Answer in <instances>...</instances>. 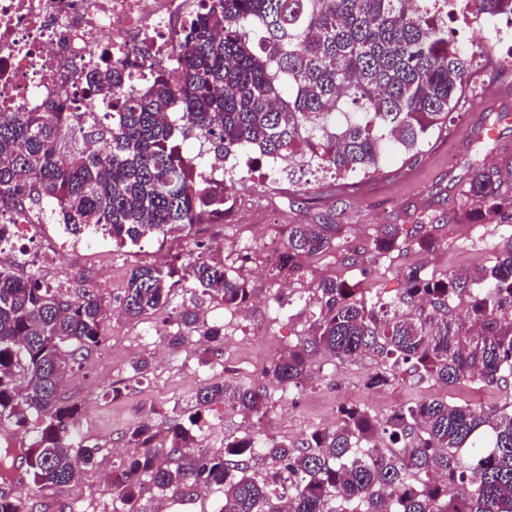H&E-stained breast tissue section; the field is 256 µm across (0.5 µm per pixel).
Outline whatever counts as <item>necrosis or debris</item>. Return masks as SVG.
Returning <instances> with one entry per match:
<instances>
[{"instance_id":"obj_1","label":"necrosis or debris","mask_w":512,"mask_h":512,"mask_svg":"<svg viewBox=\"0 0 512 512\" xmlns=\"http://www.w3.org/2000/svg\"><path fill=\"white\" fill-rule=\"evenodd\" d=\"M197 0H0V113L40 112L77 94L86 71L122 68L138 56L132 88L168 67ZM8 242L56 255L58 238L17 216L0 226Z\"/></svg>"}]
</instances>
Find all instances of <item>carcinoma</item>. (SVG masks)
I'll return each mask as SVG.
<instances>
[{
	"instance_id": "carcinoma-1",
	"label": "carcinoma",
	"mask_w": 512,
	"mask_h": 512,
	"mask_svg": "<svg viewBox=\"0 0 512 512\" xmlns=\"http://www.w3.org/2000/svg\"><path fill=\"white\" fill-rule=\"evenodd\" d=\"M465 12L477 25L512 20V0H201L174 52L171 72L138 93L131 74L88 72L89 105L111 121L74 122L66 99L43 112L0 113V204L76 229L108 227L120 246L147 238L190 237L196 225L231 210L224 181L206 174L224 158L248 154L247 173L275 170L301 187V176L328 171L334 181L375 173L397 155L417 156L459 114L457 100L483 58L448 30ZM188 139L199 151L183 154ZM474 214L496 224L512 214V195L495 174L477 168L465 190ZM334 224L288 225L276 271L292 272L303 255L325 252ZM404 228L388 224L374 239L378 254L399 246ZM412 240L435 247L423 224ZM187 262L193 292L237 308L251 289L203 257ZM395 303L378 305L334 278L318 282V316L298 344L273 365L284 386H299L314 358L374 353L382 364L366 382L382 389L402 370L423 381L487 385L512 378V237L494 264L470 275L405 272ZM180 281L175 270L139 266L119 299L131 319L167 308ZM468 313L448 324L450 304ZM109 305L94 291L73 296L40 279L0 268V422L25 429L35 418L23 478L12 448H0V512H22L16 484L64 487L98 465L100 447L77 432L80 407L60 395L67 372L101 345ZM178 329L220 351L224 328L189 307ZM230 405L261 421L263 387L212 382L196 395L189 426L170 443L143 421L127 435L137 452L112 466V512H138L144 482L178 492L215 486L219 512H512V400L487 413L431 399L400 406L383 420L343 405L331 429L288 445L251 432L202 445L201 412ZM457 492L448 493V484Z\"/></svg>"
}]
</instances>
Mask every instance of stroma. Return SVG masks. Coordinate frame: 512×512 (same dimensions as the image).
<instances>
[{"label": "stroma", "mask_w": 512, "mask_h": 512, "mask_svg": "<svg viewBox=\"0 0 512 512\" xmlns=\"http://www.w3.org/2000/svg\"><path fill=\"white\" fill-rule=\"evenodd\" d=\"M494 53L501 59L497 70L481 72L460 98L461 118L447 133L435 137L413 159L396 158L382 173L360 175L356 188L334 194L298 192L286 178L257 180L247 177L245 161L235 171L244 188L220 221L208 259L224 264L243 279L263 302L251 310L249 321L236 320L235 309L207 296H190L176 290L170 307L137 320L108 319L105 339L85 356L82 366L69 371L61 390L64 399L81 407L78 433L88 444L100 447L99 464L85 470L75 484L41 490H18L24 507L36 512H112L113 464L119 463L129 430L151 416L163 438L187 423L194 396L206 383L227 379L244 387H264L269 403L264 425L271 436L297 443L316 429L334 427L341 405H358L376 417L411 402L442 398L490 410L512 399L505 389L478 382L452 387L435 381L412 385L400 375L392 386L370 390L369 374L379 359L366 355L340 361L325 355L314 359L309 378L297 388L281 393L270 370L278 356L305 336L319 307L312 300L317 283L333 277L348 287L368 291L370 298L397 300L405 288L404 273L414 266L443 275L471 272L491 266L506 240L502 225L484 224L470 217L472 208L464 190L477 165L497 172L503 193L512 195V24ZM506 113L494 123L495 113ZM292 224H337L342 231L324 253L305 258L287 280L272 277L280 252L288 245ZM386 224L404 228L426 225L436 245L424 252L407 240L387 254L373 252V241ZM76 254L62 253L36 265H13L20 277L54 280L57 270L73 275L65 290L91 288L109 305H117L131 270L186 255L194 248L190 238L148 239L124 247L112 240L82 236ZM194 303L207 312L210 322L223 325L232 344L211 353L198 335L171 344L178 327L175 314L182 304ZM147 334L158 344L144 342ZM118 386L119 399L107 392ZM203 444L211 451L224 449V440L241 435L236 410L218 406L202 414Z\"/></svg>", "instance_id": "stroma-1"}]
</instances>
